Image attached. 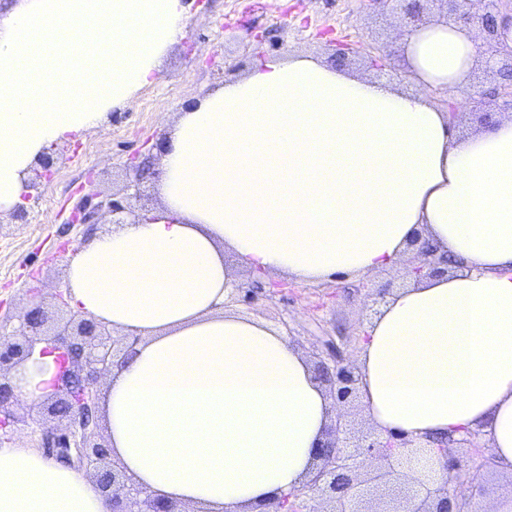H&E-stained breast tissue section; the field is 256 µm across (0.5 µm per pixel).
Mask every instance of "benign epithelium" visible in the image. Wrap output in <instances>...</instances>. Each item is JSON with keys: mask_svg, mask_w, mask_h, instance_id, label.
Instances as JSON below:
<instances>
[{"mask_svg": "<svg viewBox=\"0 0 512 512\" xmlns=\"http://www.w3.org/2000/svg\"><path fill=\"white\" fill-rule=\"evenodd\" d=\"M381 9H396L403 13L408 26L424 21L431 0H371ZM486 11L481 15L457 13L453 23L475 26L489 40H495L497 29L495 14L502 0H486ZM506 98L512 102V83L503 82L490 91L479 93L473 100V108L479 111L487 97ZM59 157L48 148L43 151L37 164L42 176L49 178ZM129 197L112 198L92 203L94 195L85 196L71 213V224H97L110 216L111 223L124 224L133 213ZM448 265V256L438 253L428 242L417 247V262L409 275L422 278L442 273ZM260 280L233 289L229 298L238 300L242 292L253 299L265 290ZM48 310L40 302L33 301L20 315L3 317L0 321V429L4 440H11L12 426L20 422L14 411L19 402L7 374L18 363L28 358L39 343H47L59 351L60 373L53 384L52 394L38 403L48 414L64 421L60 431L31 430L30 441L36 448L44 449L50 456L62 458L85 468L98 489L112 502L111 512H191L183 505L157 497L147 488L135 483L119 468L111 467L110 452L96 421L99 390L98 376L106 371H120L131 352L140 342L137 336L113 339L109 326L88 319L75 312L51 329ZM327 354L316 353L315 370L319 379L330 387L334 400L346 403L356 397L359 385L357 367L343 362L336 343L325 342ZM471 450L469 460L478 470L493 464L476 435L466 440ZM413 444L407 438L388 434L366 432L350 435L346 415H337L324 444L320 445V463L306 488L321 492L330 503L329 512H467V498L458 493L457 472L461 463L448 454V448L434 451L436 464L442 476L429 475L404 489L397 483L400 468L420 467L421 459L411 451ZM373 460L376 467L366 468L365 461ZM309 497L297 490L281 497H273L264 504L263 512H313L308 505Z\"/></svg>", "mask_w": 512, "mask_h": 512, "instance_id": "benign-epithelium-1", "label": "benign epithelium"}]
</instances>
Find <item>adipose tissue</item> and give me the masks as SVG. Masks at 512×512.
Instances as JSON below:
<instances>
[{
	"instance_id": "adipose-tissue-1",
	"label": "adipose tissue",
	"mask_w": 512,
	"mask_h": 512,
	"mask_svg": "<svg viewBox=\"0 0 512 512\" xmlns=\"http://www.w3.org/2000/svg\"><path fill=\"white\" fill-rule=\"evenodd\" d=\"M186 23L182 0H18L0 16V211L46 146L161 79ZM399 46L409 91L290 53L195 99L167 127L150 220L111 225L69 261V304L141 338L101 389L136 483L196 512H260L302 488L333 403L281 329L225 309V291L241 267L360 279L419 237L449 269L391 293L367 326L370 426L428 447L479 433L512 474V118L460 139L428 99L465 109L477 28L431 19ZM58 373L51 350L10 379L36 403ZM110 509L67 464L0 445V512Z\"/></svg>"
}]
</instances>
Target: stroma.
<instances>
[{
	"mask_svg": "<svg viewBox=\"0 0 512 512\" xmlns=\"http://www.w3.org/2000/svg\"><path fill=\"white\" fill-rule=\"evenodd\" d=\"M187 32L164 61L163 81L140 89L131 103L109 113L91 134L58 143L62 162L43 181L27 221L0 213V312L19 314L32 295L56 309L65 269L88 241L87 226L68 223L83 194L123 196L133 174L129 157L147 152V140L166 131L183 104L243 73L255 60L307 52L330 57L335 46L351 43L348 69L373 78L372 61L396 53L405 20L397 12L374 10L368 0H186ZM263 41H254V33ZM415 257L407 251L391 268L375 273L366 287L342 278L321 285L293 283L268 300L238 301L235 311L287 324L288 340L303 355L322 344V330H339L347 362L355 354L371 315L368 289L404 287Z\"/></svg>",
	"mask_w": 512,
	"mask_h": 512,
	"instance_id": "stroma-1",
	"label": "stroma"
}]
</instances>
